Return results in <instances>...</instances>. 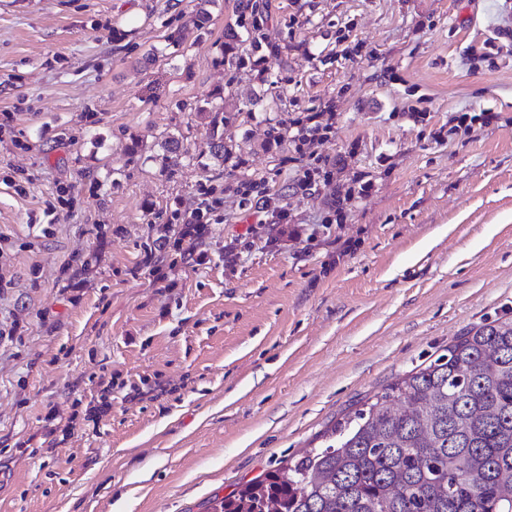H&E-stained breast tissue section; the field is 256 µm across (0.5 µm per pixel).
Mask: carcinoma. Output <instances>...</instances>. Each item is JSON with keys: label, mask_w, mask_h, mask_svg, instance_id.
<instances>
[{"label": "carcinoma", "mask_w": 512, "mask_h": 512, "mask_svg": "<svg viewBox=\"0 0 512 512\" xmlns=\"http://www.w3.org/2000/svg\"><path fill=\"white\" fill-rule=\"evenodd\" d=\"M198 112L230 122L220 93ZM213 512H512V316L462 333Z\"/></svg>", "instance_id": "obj_1"}]
</instances>
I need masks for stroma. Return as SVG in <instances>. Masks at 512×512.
<instances>
[{"label":"stroma","instance_id":"35a3bbf8","mask_svg":"<svg viewBox=\"0 0 512 512\" xmlns=\"http://www.w3.org/2000/svg\"><path fill=\"white\" fill-rule=\"evenodd\" d=\"M236 4L0 0V512H211L512 313V0ZM218 89L223 161L197 111ZM464 110L497 119L449 135ZM329 111L327 139L289 138ZM203 185L224 221L176 242Z\"/></svg>","mask_w":512,"mask_h":512}]
</instances>
